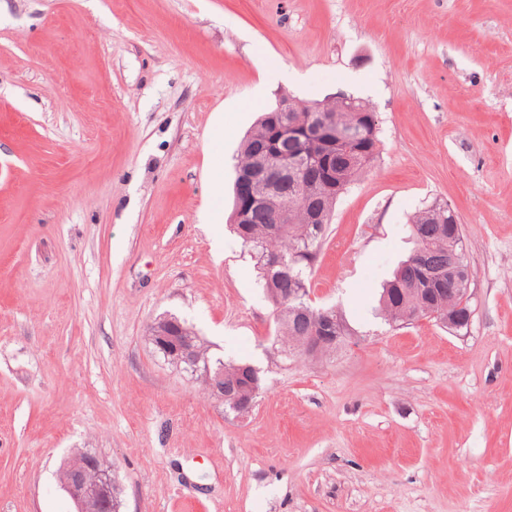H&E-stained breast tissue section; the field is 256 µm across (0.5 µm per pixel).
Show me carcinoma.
I'll return each instance as SVG.
<instances>
[{"label": "carcinoma", "instance_id": "1", "mask_svg": "<svg viewBox=\"0 0 512 512\" xmlns=\"http://www.w3.org/2000/svg\"><path fill=\"white\" fill-rule=\"evenodd\" d=\"M318 107L336 122V131L346 134L347 139H338L336 146L327 147L317 138H280L277 128L282 115L273 106L262 113L244 138L236 171L250 170L262 160L280 166L303 153L318 156L326 152L336 166L341 186L349 187L379 154L376 114L359 100L347 105L329 98ZM249 195L250 189L234 180L231 227L256 261L259 281L274 306L283 339L298 356V347L319 331L324 320L333 321L336 335H345L346 325L336 310L323 311L311 304L308 278L339 190L330 187L321 169L311 168L300 173L296 181L282 184L260 206L246 205ZM282 211L286 219L279 224L276 216ZM412 237V254L382 290L383 310L400 325L421 319L443 323L473 313L462 293L463 282L470 275L462 227L448 203L435 201L424 208L413 222ZM183 339L189 342L194 356L190 371L205 376L207 371L223 367L225 410L239 411L252 390H261L262 379L250 388L242 378L246 363L211 361L209 346L187 324Z\"/></svg>", "mask_w": 512, "mask_h": 512}]
</instances>
